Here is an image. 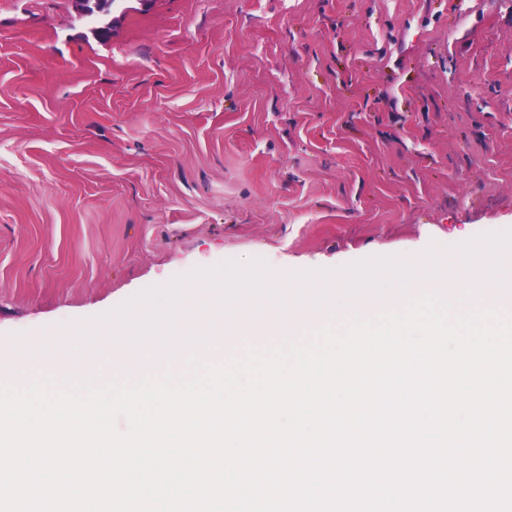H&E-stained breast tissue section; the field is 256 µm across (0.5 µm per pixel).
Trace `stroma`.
I'll return each mask as SVG.
<instances>
[{"mask_svg":"<svg viewBox=\"0 0 512 512\" xmlns=\"http://www.w3.org/2000/svg\"><path fill=\"white\" fill-rule=\"evenodd\" d=\"M512 229V0H0V365L186 271Z\"/></svg>","mask_w":512,"mask_h":512,"instance_id":"stroma-1","label":"stroma"}]
</instances>
